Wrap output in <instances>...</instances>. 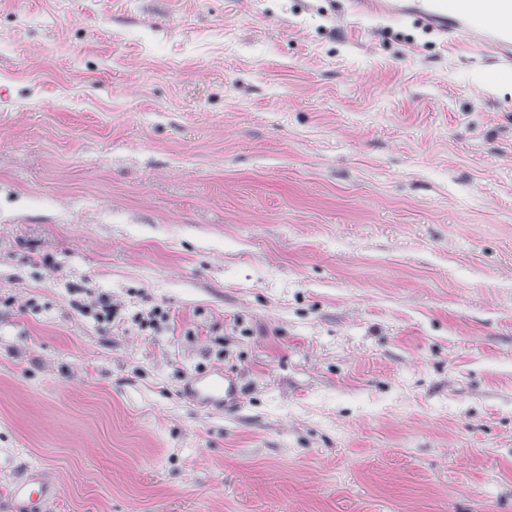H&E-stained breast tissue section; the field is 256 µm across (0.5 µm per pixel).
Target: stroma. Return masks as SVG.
<instances>
[{
	"mask_svg": "<svg viewBox=\"0 0 512 512\" xmlns=\"http://www.w3.org/2000/svg\"><path fill=\"white\" fill-rule=\"evenodd\" d=\"M507 71L348 0H0V512H512ZM81 308L86 313L92 314L102 325L111 324L118 311L117 306L112 305V299L106 295L98 296L90 304H84ZM183 394L189 402L202 408H224L227 398H240L234 380L224 375V371L221 370L191 377L185 385ZM58 496V488L39 471L28 474L12 484L9 493L13 512H44Z\"/></svg>",
	"mask_w": 512,
	"mask_h": 512,
	"instance_id": "stroma-1",
	"label": "stroma"
}]
</instances>
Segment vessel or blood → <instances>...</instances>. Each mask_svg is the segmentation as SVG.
Segmentation results:
<instances>
[{"instance_id": "1", "label": "vessel or blood", "mask_w": 512, "mask_h": 512, "mask_svg": "<svg viewBox=\"0 0 512 512\" xmlns=\"http://www.w3.org/2000/svg\"><path fill=\"white\" fill-rule=\"evenodd\" d=\"M353 11L386 15L414 13L442 31L465 36L482 32L485 49L495 55H512V0H458L456 9H448L446 0H351ZM184 396L193 404L223 407L226 400L239 396L233 379L215 370L190 378ZM58 496V488L40 472H32L12 484L9 493L12 512H48Z\"/></svg>"}]
</instances>
